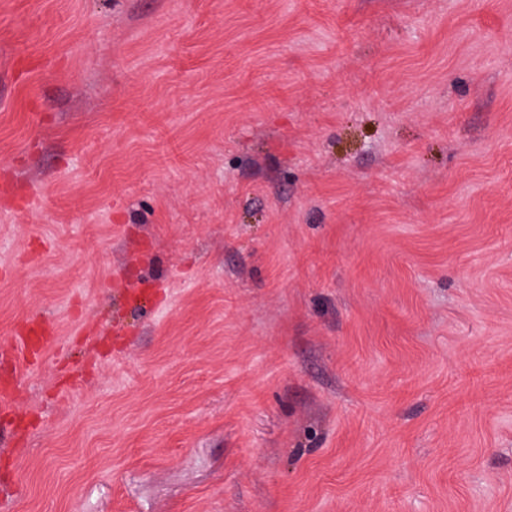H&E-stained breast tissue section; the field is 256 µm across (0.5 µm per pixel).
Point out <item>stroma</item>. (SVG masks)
Here are the masks:
<instances>
[{"mask_svg":"<svg viewBox=\"0 0 512 512\" xmlns=\"http://www.w3.org/2000/svg\"><path fill=\"white\" fill-rule=\"evenodd\" d=\"M2 386L0 512H512V0H0Z\"/></svg>","mask_w":512,"mask_h":512,"instance_id":"1","label":"stroma"}]
</instances>
